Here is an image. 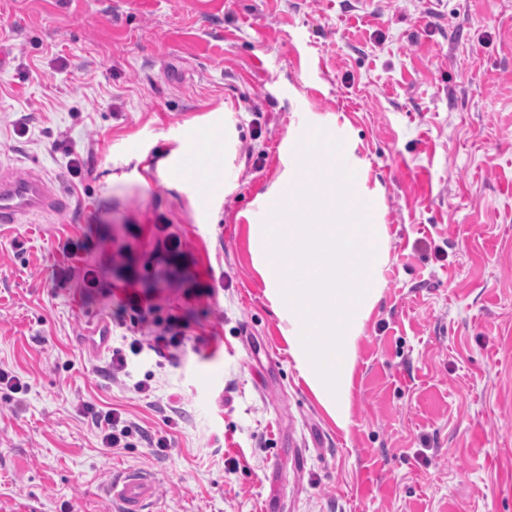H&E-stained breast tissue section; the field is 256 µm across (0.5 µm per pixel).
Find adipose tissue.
<instances>
[{"label": "adipose tissue", "mask_w": 512, "mask_h": 512, "mask_svg": "<svg viewBox=\"0 0 512 512\" xmlns=\"http://www.w3.org/2000/svg\"><path fill=\"white\" fill-rule=\"evenodd\" d=\"M226 134L223 128L207 127L192 134L180 150L179 177L199 185L202 198H209L220 187L216 160L224 154Z\"/></svg>", "instance_id": "ef3b65f1"}]
</instances>
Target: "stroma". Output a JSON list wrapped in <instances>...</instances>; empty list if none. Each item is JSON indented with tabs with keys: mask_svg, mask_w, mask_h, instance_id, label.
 <instances>
[{
	"mask_svg": "<svg viewBox=\"0 0 512 512\" xmlns=\"http://www.w3.org/2000/svg\"><path fill=\"white\" fill-rule=\"evenodd\" d=\"M0 56V173L66 203L0 232V368L29 385L0 384V512H115L126 470L147 512H512V0H0ZM311 122L350 142L389 238L344 430L244 216ZM211 124L237 138L202 206L173 171ZM105 251L103 289L185 317L179 364L114 378L84 345L110 313L79 269ZM81 402L124 412L130 447ZM110 494L118 512H144L155 496V484L145 473L123 471L112 480Z\"/></svg>",
	"mask_w": 512,
	"mask_h": 512,
	"instance_id": "1",
	"label": "stroma"
}]
</instances>
